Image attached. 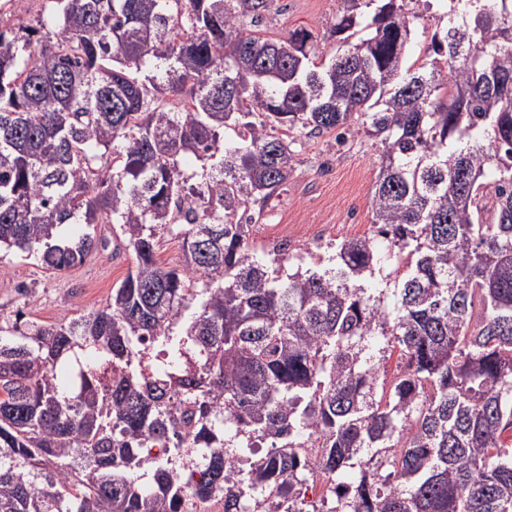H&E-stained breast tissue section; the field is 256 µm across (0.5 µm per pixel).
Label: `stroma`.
I'll list each match as a JSON object with an SVG mask.
<instances>
[{"mask_svg":"<svg viewBox=\"0 0 512 512\" xmlns=\"http://www.w3.org/2000/svg\"><path fill=\"white\" fill-rule=\"evenodd\" d=\"M338 0H272L260 29L264 37L281 39L293 31H311L310 56L330 60L338 50L331 29ZM411 22L413 46L429 42L448 25L441 0H404ZM275 135L294 143L288 182L273 197L250 231L258 256L287 243L291 267H316L330 247L371 232V197L383 155L380 139L354 122L344 141L335 132L319 135L297 127L278 126ZM134 264L132 251L119 255L96 251L64 272L45 268L37 258L11 252L0 255V324L13 323L16 312L41 323H64L102 307L112 288Z\"/></svg>","mask_w":512,"mask_h":512,"instance_id":"35a3bbf8","label":"stroma"}]
</instances>
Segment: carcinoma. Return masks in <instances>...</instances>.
I'll return each mask as SVG.
<instances>
[{
    "mask_svg": "<svg viewBox=\"0 0 512 512\" xmlns=\"http://www.w3.org/2000/svg\"><path fill=\"white\" fill-rule=\"evenodd\" d=\"M48 3L0 14V251L63 271L117 224L135 264L86 315L0 325V512H512L507 0L464 3L408 67L399 0H342L321 66L304 30L260 36L269 0ZM359 119L384 145L374 233L322 270L256 257L293 162L269 129ZM317 443L350 475L331 507L303 493ZM8 11L11 18H22L29 25L36 26L40 23L45 11L47 0H11ZM158 236V255L164 262L175 265L180 258L179 239L168 231H160Z\"/></svg>",
    "mask_w": 512,
    "mask_h": 512,
    "instance_id": "1",
    "label": "carcinoma"
}]
</instances>
